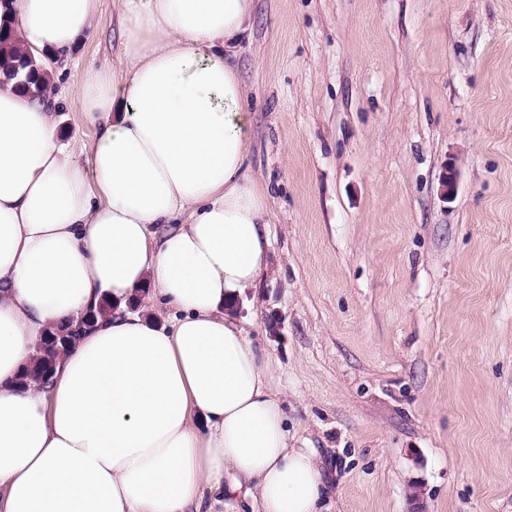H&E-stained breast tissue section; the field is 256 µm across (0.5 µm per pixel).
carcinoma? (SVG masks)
Here are the masks:
<instances>
[{"mask_svg":"<svg viewBox=\"0 0 512 512\" xmlns=\"http://www.w3.org/2000/svg\"><path fill=\"white\" fill-rule=\"evenodd\" d=\"M10 39V32H0V76L6 81H15V86L28 94L37 97L44 95L46 87L42 75L30 67V55L3 49V45ZM108 309L110 304L105 302L97 309H88L80 319L47 328L37 345L34 361L24 369L20 377L22 383H49L61 357L80 338V334L96 325L98 316Z\"/></svg>","mask_w":512,"mask_h":512,"instance_id":"carcinoma-1","label":"carcinoma"}]
</instances>
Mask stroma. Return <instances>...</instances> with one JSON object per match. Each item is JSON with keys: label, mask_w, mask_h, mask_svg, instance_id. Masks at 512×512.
<instances>
[{"label": "stroma", "mask_w": 512, "mask_h": 512, "mask_svg": "<svg viewBox=\"0 0 512 512\" xmlns=\"http://www.w3.org/2000/svg\"><path fill=\"white\" fill-rule=\"evenodd\" d=\"M112 2L44 60L78 163L77 91L120 55ZM251 11L236 62L270 265L239 317L291 447L327 471L322 512H512V0Z\"/></svg>", "instance_id": "obj_1"}]
</instances>
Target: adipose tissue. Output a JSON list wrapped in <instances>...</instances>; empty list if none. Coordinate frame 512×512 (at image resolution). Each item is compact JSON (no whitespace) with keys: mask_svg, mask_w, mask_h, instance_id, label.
Wrapping results in <instances>:
<instances>
[{"mask_svg":"<svg viewBox=\"0 0 512 512\" xmlns=\"http://www.w3.org/2000/svg\"><path fill=\"white\" fill-rule=\"evenodd\" d=\"M101 0H0L21 50L68 58ZM251 0H118L122 53L79 88L94 128L64 154L56 99L0 84V512H319L238 320L266 273L269 195L245 167L233 59ZM145 294L147 308L128 302ZM110 302L51 386L19 376L48 327ZM175 310L158 323L152 306Z\"/></svg>","mask_w":512,"mask_h":512,"instance_id":"ef3b65f1","label":"adipose tissue"}]
</instances>
